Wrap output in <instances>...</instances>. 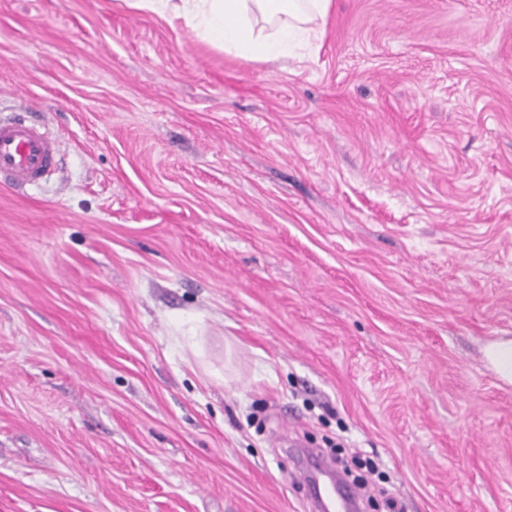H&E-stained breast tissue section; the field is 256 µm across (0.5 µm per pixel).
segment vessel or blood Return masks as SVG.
Returning <instances> with one entry per match:
<instances>
[{
	"label": "vessel or blood",
	"mask_w": 512,
	"mask_h": 512,
	"mask_svg": "<svg viewBox=\"0 0 512 512\" xmlns=\"http://www.w3.org/2000/svg\"><path fill=\"white\" fill-rule=\"evenodd\" d=\"M55 138L47 129L22 117L0 122V184L15 189L33 185L55 168ZM318 512H343L352 494L340 493L335 483H315Z\"/></svg>",
	"instance_id": "1"
}]
</instances>
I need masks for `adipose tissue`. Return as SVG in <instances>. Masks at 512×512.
I'll return each instance as SVG.
<instances>
[{
	"label": "adipose tissue",
	"mask_w": 512,
	"mask_h": 512,
	"mask_svg": "<svg viewBox=\"0 0 512 512\" xmlns=\"http://www.w3.org/2000/svg\"><path fill=\"white\" fill-rule=\"evenodd\" d=\"M331 0H134L135 8L183 19L236 56L270 62L306 45Z\"/></svg>",
	"instance_id": "obj_1"
}]
</instances>
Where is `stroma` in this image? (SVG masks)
Here are the masks:
<instances>
[{"label":"stroma","instance_id":"35a3bbf8","mask_svg":"<svg viewBox=\"0 0 512 512\" xmlns=\"http://www.w3.org/2000/svg\"><path fill=\"white\" fill-rule=\"evenodd\" d=\"M0 512H512V0H332L256 62L126 0H0ZM57 166L55 138L21 116L0 122V184L15 189L33 185ZM490 359L497 373L503 379L512 381V343L496 345L490 352ZM344 491L346 494L340 493L333 481L320 483L318 479L315 480L314 496L317 509L322 512H334L333 509L336 508H349L356 492L353 489Z\"/></svg>","mask_w":512,"mask_h":512}]
</instances>
